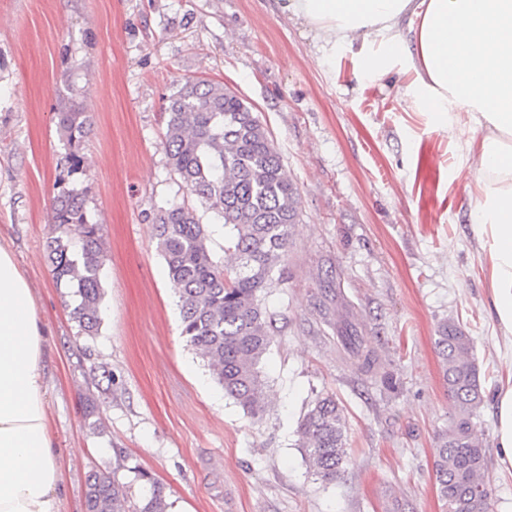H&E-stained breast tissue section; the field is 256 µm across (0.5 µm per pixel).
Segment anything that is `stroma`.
Returning <instances> with one entry per match:
<instances>
[{
  "label": "stroma",
  "instance_id": "1",
  "mask_svg": "<svg viewBox=\"0 0 512 512\" xmlns=\"http://www.w3.org/2000/svg\"><path fill=\"white\" fill-rule=\"evenodd\" d=\"M361 47L317 41L282 0H0V232L42 315L61 512H84L86 478L102 467L132 504L148 489L134 473L146 472L168 512H444L433 448L454 403L434 336L446 318L474 341L488 512H512L494 403L512 344L471 227L479 159L405 97L406 58L373 78ZM199 80L250 103L300 202L261 294L277 331L259 365L270 403L259 423L187 346L153 232L160 208L194 207L213 260L232 264L227 228L181 186L164 149L169 97ZM73 106L91 128L86 173L71 177L57 115ZM66 177L102 227L95 336L80 335L75 298L46 257ZM340 332L373 350L372 367L342 350ZM327 394L346 418L348 465L332 483L297 442Z\"/></svg>",
  "mask_w": 512,
  "mask_h": 512
}]
</instances>
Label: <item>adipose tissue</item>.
<instances>
[{"label":"adipose tissue","mask_w":512,"mask_h":512,"mask_svg":"<svg viewBox=\"0 0 512 512\" xmlns=\"http://www.w3.org/2000/svg\"><path fill=\"white\" fill-rule=\"evenodd\" d=\"M282 9L326 43L361 40L368 75L407 57L406 96L435 125L460 130L481 164L472 230L488 253L494 311L512 333V0H284ZM42 336L28 281L0 238V512H60Z\"/></svg>","instance_id":"1"}]
</instances>
